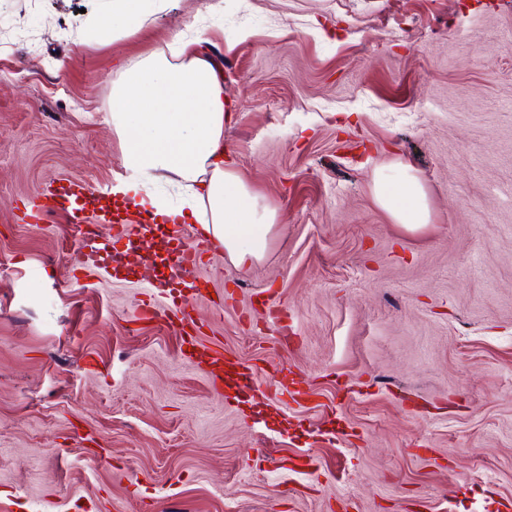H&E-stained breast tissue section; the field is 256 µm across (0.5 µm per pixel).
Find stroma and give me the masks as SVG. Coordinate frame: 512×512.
Here are the masks:
<instances>
[{
    "instance_id": "1",
    "label": "stroma",
    "mask_w": 512,
    "mask_h": 512,
    "mask_svg": "<svg viewBox=\"0 0 512 512\" xmlns=\"http://www.w3.org/2000/svg\"><path fill=\"white\" fill-rule=\"evenodd\" d=\"M170 0L141 31L75 45L93 0H0V512H483L512 505V0ZM202 30L224 84V161L281 219L264 259L205 255L157 281L153 239L72 277L74 183L113 195L120 69ZM420 178L411 232L377 169ZM233 291L217 306L215 297ZM254 370L217 392L182 354ZM288 364L307 396L274 394ZM377 203L396 224L410 230L429 224V200L420 179L407 168H383L375 176ZM74 184L69 183V185H61L58 188V192L55 191L51 198L55 199V204L53 206L48 207L47 209H39V210H31V212H28V209L25 207L22 214L23 218L22 220L28 223H38L40 220H42V216L44 212L49 211L51 209L59 208L60 206H63L62 209H66V204H70L72 202V197H78L81 192L79 190H76L74 188ZM74 199V200H75Z\"/></svg>"
}]
</instances>
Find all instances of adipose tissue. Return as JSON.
Instances as JSON below:
<instances>
[{
	"mask_svg": "<svg viewBox=\"0 0 512 512\" xmlns=\"http://www.w3.org/2000/svg\"><path fill=\"white\" fill-rule=\"evenodd\" d=\"M168 0H96L76 32L77 43L107 46L137 33ZM169 53H154L126 66L112 86L109 122L122 139L125 170L115 193L135 197L145 217L194 219L201 234L236 266L260 261L279 217L261 204L236 170L224 165V87L212 60L182 31L170 33ZM164 182L182 195L170 209L151 188ZM377 203L396 224L425 227L429 200L407 168H384L374 181Z\"/></svg>",
	"mask_w": 512,
	"mask_h": 512,
	"instance_id": "obj_1",
	"label": "adipose tissue"
}]
</instances>
